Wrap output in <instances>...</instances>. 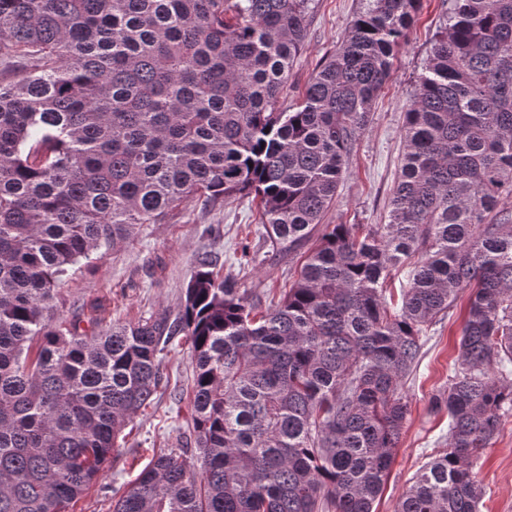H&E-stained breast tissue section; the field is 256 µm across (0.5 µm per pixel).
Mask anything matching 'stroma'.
Returning a JSON list of instances; mask_svg holds the SVG:
<instances>
[{"instance_id":"35a3bbf8","label":"stroma","mask_w":512,"mask_h":512,"mask_svg":"<svg viewBox=\"0 0 512 512\" xmlns=\"http://www.w3.org/2000/svg\"><path fill=\"white\" fill-rule=\"evenodd\" d=\"M362 3L314 0L306 45L288 76L281 106L301 99L315 66L335 50ZM450 6V0H421L324 223H387L388 197L399 168L404 113ZM207 224L214 227L209 236L201 232ZM244 252L250 262L243 266L238 259ZM211 257L231 269L238 288L264 308L278 302L297 266L296 256H285L269 247L253 198L244 196L214 209L193 201L172 212L164 223L142 225L129 243L76 266L62 286L66 305L61 316L66 320L98 317L109 325L135 323L164 312L177 314L198 263ZM468 297V291H461L447 315L429 327L420 361L403 381L408 412L374 512H394L419 470L448 446V413L435 411L432 399L447 390L454 374ZM161 372L164 386L154 407L128 425L125 440L70 512H112L113 498L150 463L154 453L185 445L192 409V359L187 347L172 346L162 359ZM475 470L485 490L481 512H512V417L504 419Z\"/></svg>"}]
</instances>
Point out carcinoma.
I'll return each mask as SVG.
<instances>
[{"label":"carcinoma","instance_id":"cac0c4a2","mask_svg":"<svg viewBox=\"0 0 512 512\" xmlns=\"http://www.w3.org/2000/svg\"><path fill=\"white\" fill-rule=\"evenodd\" d=\"M313 0H0V512H67L162 386L194 363L182 448L112 512H373L428 328L471 289L433 398L448 448L395 512H479L475 462L512 414V0H451L404 116L385 224H324L420 0H365L278 110ZM253 196L278 252L265 309L202 260L177 318L65 325L70 269L194 200ZM319 235H314L316 229ZM413 262L401 307L383 284Z\"/></svg>","mask_w":512,"mask_h":512}]
</instances>
